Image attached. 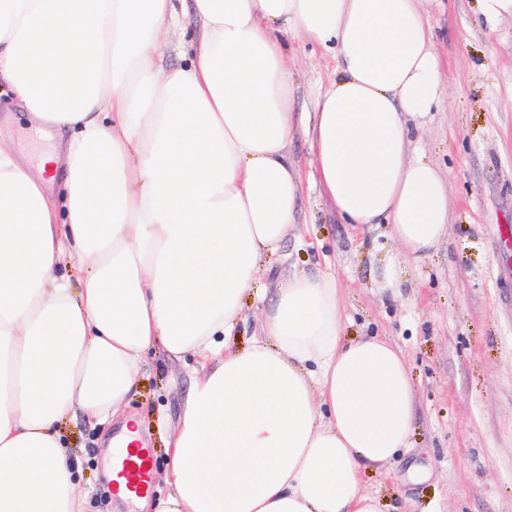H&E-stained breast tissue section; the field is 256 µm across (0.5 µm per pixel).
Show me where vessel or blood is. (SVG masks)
Instances as JSON below:
<instances>
[{
	"instance_id": "1",
	"label": "vessel or blood",
	"mask_w": 512,
	"mask_h": 512,
	"mask_svg": "<svg viewBox=\"0 0 512 512\" xmlns=\"http://www.w3.org/2000/svg\"><path fill=\"white\" fill-rule=\"evenodd\" d=\"M112 484L135 498L148 496L153 489L152 453L138 444L134 434H125L112 450Z\"/></svg>"
}]
</instances>
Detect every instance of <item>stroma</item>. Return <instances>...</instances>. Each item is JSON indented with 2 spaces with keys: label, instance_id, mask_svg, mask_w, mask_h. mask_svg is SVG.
Instances as JSON below:
<instances>
[{
  "label": "stroma",
  "instance_id": "obj_1",
  "mask_svg": "<svg viewBox=\"0 0 512 512\" xmlns=\"http://www.w3.org/2000/svg\"><path fill=\"white\" fill-rule=\"evenodd\" d=\"M425 7L448 85L416 139L448 173L447 241L410 270L403 288H377L376 270L397 247L385 227L362 232L328 208L300 134L288 145L304 175L298 224L280 253L265 259L256 285L270 295L278 279L333 273L348 334L388 337L406 354L417 387L411 447L362 476L385 512H512V248L499 234L512 225V21L484 29L478 0H426ZM287 64L298 82L295 110L313 111L333 61L319 46L292 43ZM0 137L34 170L55 147L50 130L24 117L6 90ZM194 366L190 356L150 352L123 403L155 472L165 468V440L179 425ZM56 430L81 463L90 512H113L102 437L115 428L76 409Z\"/></svg>",
  "mask_w": 512,
  "mask_h": 512
}]
</instances>
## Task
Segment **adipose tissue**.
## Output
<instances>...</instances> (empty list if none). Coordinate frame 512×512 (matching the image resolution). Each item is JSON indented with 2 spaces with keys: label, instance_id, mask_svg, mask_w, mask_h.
<instances>
[{
  "label": "adipose tissue",
  "instance_id": "1",
  "mask_svg": "<svg viewBox=\"0 0 512 512\" xmlns=\"http://www.w3.org/2000/svg\"><path fill=\"white\" fill-rule=\"evenodd\" d=\"M187 20L165 68L158 37ZM288 39L340 70L309 119ZM0 83L63 139L55 194L0 140V512H86L55 425L117 415L158 347L196 376L146 512H382L362 472L408 446L402 349L347 336L327 272L278 282L249 347L227 338L297 222L299 128L332 210L399 247L378 287L444 240L448 182L415 145L445 93L423 0H191L185 20L174 0H0ZM66 255L95 267L80 291Z\"/></svg>",
  "mask_w": 512,
  "mask_h": 512
}]
</instances>
